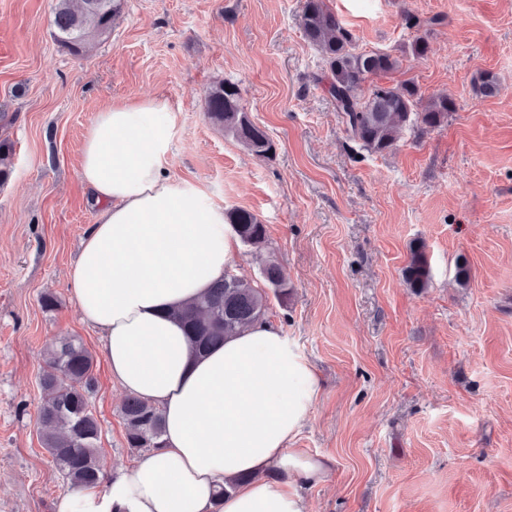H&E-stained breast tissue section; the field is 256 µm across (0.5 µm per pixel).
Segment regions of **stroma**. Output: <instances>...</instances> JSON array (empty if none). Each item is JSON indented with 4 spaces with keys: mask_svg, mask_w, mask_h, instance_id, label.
Instances as JSON below:
<instances>
[{
    "mask_svg": "<svg viewBox=\"0 0 512 512\" xmlns=\"http://www.w3.org/2000/svg\"><path fill=\"white\" fill-rule=\"evenodd\" d=\"M304 2L125 0L76 57L53 36L54 0H0V141L13 147L0 185V512H55L69 492L36 424L58 339L98 358L102 473L137 460L127 393L67 273L98 214L77 149L102 107L152 97L177 111L171 174L266 226L262 246L237 245L232 272L258 279L271 255L288 278L287 304L271 301L266 319L320 378L291 445L328 461L323 482L300 487L306 512H512V0H328L359 49L402 57L387 83L455 103L447 125L359 159L300 27ZM407 11L440 22L410 29ZM421 35L427 58L406 57ZM481 72L494 96L474 93ZM224 80L272 160L207 119L205 96ZM415 243L432 266L420 291L403 276ZM43 293L59 307L42 309Z\"/></svg>",
    "mask_w": 512,
    "mask_h": 512,
    "instance_id": "35a3bbf8",
    "label": "stroma"
}]
</instances>
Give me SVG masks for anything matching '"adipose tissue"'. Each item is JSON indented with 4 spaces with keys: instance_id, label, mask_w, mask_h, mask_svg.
Instances as JSON below:
<instances>
[{
    "instance_id": "1",
    "label": "adipose tissue",
    "mask_w": 512,
    "mask_h": 512,
    "mask_svg": "<svg viewBox=\"0 0 512 512\" xmlns=\"http://www.w3.org/2000/svg\"><path fill=\"white\" fill-rule=\"evenodd\" d=\"M175 119L163 98L116 102L80 146L79 177L99 213L70 291L104 337L113 379L161 410L165 433L163 447L60 498L57 512H305L301 484L326 474L324 458L291 445L320 390L314 367L265 321L196 357L174 316L223 277L237 241L222 208L170 175ZM274 467L287 480L268 479Z\"/></svg>"
}]
</instances>
